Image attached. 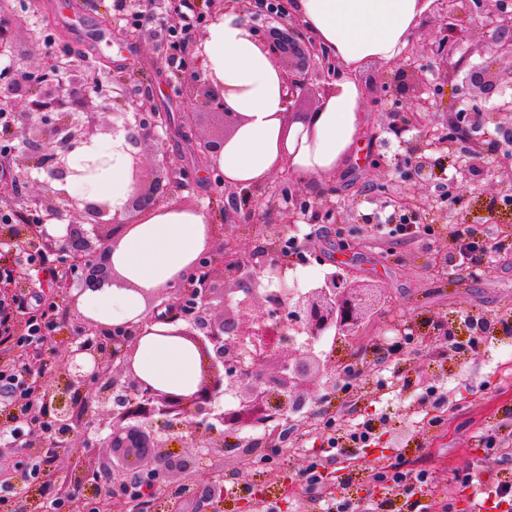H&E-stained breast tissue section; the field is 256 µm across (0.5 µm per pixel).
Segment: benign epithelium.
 <instances>
[{"label": "benign epithelium", "mask_w": 512, "mask_h": 512, "mask_svg": "<svg viewBox=\"0 0 512 512\" xmlns=\"http://www.w3.org/2000/svg\"><path fill=\"white\" fill-rule=\"evenodd\" d=\"M207 22L225 13L247 17V29L258 48L270 57L279 72L285 92L286 111L278 114L282 136L292 124L301 123L308 137L315 134L316 117L329 88L309 112H299L296 103L314 94L317 74L334 80L336 62L307 33L298 18L289 16L286 0H273L261 9L257 0H208ZM440 25L432 43L433 57L445 63L437 82L419 76L406 80L398 70L378 80L409 101L404 112H386V130L404 149L395 170L407 166L429 180L443 175L433 155H450L457 142L468 144L456 159L452 187L470 186V195L482 201L489 192L482 179L492 165L512 172V80L503 83L502 65L512 69V9L506 0H432ZM18 24L12 13L0 11V56L13 51ZM471 41L484 47L487 58L473 63L460 52ZM63 52L45 62L25 63L0 73V112H9L14 122L8 135L22 136V148L12 153L11 163L0 166V197L21 199L40 212L42 222L64 224V234L43 236L57 250L68 254L80 271L78 294L102 291L112 286L140 295L145 310L139 321L104 324L79 315L83 332L104 338L91 346L76 339L64 349L60 369L66 384L54 387L44 375L36 378L42 401L70 415L68 395L75 392L97 410L69 424L82 430V455L74 462L70 478L78 482L99 471L114 485L138 486L141 497L128 507L134 512H152V496L167 483L185 475L192 461L235 452L224 441V430L243 428L255 417L274 410L283 418L302 403L304 393L316 391L320 380L351 378L356 370L338 366L331 356L315 351L321 338L335 333L351 337L377 307L386 303L380 288L356 284L357 271L344 264L306 290L285 279L288 265L300 253L286 248L299 241V223H310L309 214L336 219V187L317 188L314 195L294 191L298 184L294 154L281 150L275 169L288 188L270 192L261 184L240 194L231 193L224 204V223L205 225V247L198 258L176 278L154 288H140L124 276L113 261L123 238L159 206L170 203L185 187V172L169 156L155 167L145 160L146 148L162 147L170 128L169 114L155 108L144 90L128 92L121 76L107 74L108 83L90 78L69 63ZM473 92L452 100L441 131L436 112L445 88L455 94L453 83ZM181 94L191 105L218 117L222 133L198 137L196 113L189 112L182 138L193 151L196 168L216 176L228 189L232 183L218 174L217 157L246 122V117L225 101L226 88L214 81L205 57H192V65L177 74ZM414 132L410 138L406 133ZM99 134L116 139L123 135V154L131 191L119 207L100 196L73 198L59 189L70 176L83 177L93 162L74 167L80 149L95 144ZM253 223L254 237L261 245L252 252L239 248L228 225L240 223V212ZM221 266L223 287L214 284L213 271ZM285 289L286 301L274 303L264 285ZM243 292L238 299L235 294ZM222 303L215 313L214 300ZM169 313L158 316L159 306ZM157 323L168 325L162 335L178 338L199 356L193 386L165 388L142 377L137 370L141 340L154 332ZM230 394L236 404L225 409L221 397ZM109 429L103 438L91 440V429ZM189 433L194 459L171 450L172 436ZM108 449L102 453L101 449Z\"/></svg>", "instance_id": "7a95c632"}]
</instances>
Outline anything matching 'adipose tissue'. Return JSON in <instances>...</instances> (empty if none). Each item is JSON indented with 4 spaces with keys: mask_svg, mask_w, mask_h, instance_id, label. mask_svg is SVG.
Instances as JSON below:
<instances>
[{
    "mask_svg": "<svg viewBox=\"0 0 512 512\" xmlns=\"http://www.w3.org/2000/svg\"><path fill=\"white\" fill-rule=\"evenodd\" d=\"M290 10L315 34L341 68L339 91L318 115L314 135L295 130L282 137L278 112L284 111L279 73L257 47L238 15L211 23L198 48L215 80L226 87L227 104L246 123L226 144L217 163L225 178L249 188L262 182L281 150L294 152L297 171L309 179L334 172L352 151L363 123V92L353 76L367 61L395 59L425 7L421 0H292ZM109 164L96 177L78 180L81 193L122 204L129 191L124 156L116 146L102 150ZM205 211L159 208L122 241L114 262L139 288L174 278L204 248ZM88 312L121 323L140 312V297L119 287L87 292ZM141 374L165 386H192L197 352L180 339L149 335L137 355Z\"/></svg>",
    "mask_w": 512,
    "mask_h": 512,
    "instance_id": "1",
    "label": "adipose tissue"
}]
</instances>
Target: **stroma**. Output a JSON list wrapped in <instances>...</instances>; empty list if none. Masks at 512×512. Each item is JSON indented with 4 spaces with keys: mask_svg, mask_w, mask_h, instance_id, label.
Listing matches in <instances>:
<instances>
[{
    "mask_svg": "<svg viewBox=\"0 0 512 512\" xmlns=\"http://www.w3.org/2000/svg\"><path fill=\"white\" fill-rule=\"evenodd\" d=\"M35 11L56 37L36 44L27 32H19L14 56L50 57L64 44L76 50L89 48L96 57L110 58L130 84L152 91L160 111L177 120L190 111V103L174 91L177 67L162 43L160 13L144 14L137 25L132 7L120 8L111 0H37ZM435 33L433 20L420 18L395 61L374 60L356 73L357 83L365 89L367 122L380 125L388 110L405 105L391 88L377 82V75L395 69L409 73L431 64L428 48ZM166 150L188 175L183 199L220 223L222 187L196 172L181 137L169 138ZM400 152L398 141L386 133L356 143L335 172L341 221L331 229L322 222L302 225L306 259L292 272L300 286L313 285L344 261L342 247L361 243L353 262L362 280L384 288L390 301L349 340L350 351L357 354L358 375L337 378L335 387L320 389L319 400L293 415L288 441L274 452L273 463L250 464L240 470L238 479L226 481L221 512H260L267 503L277 512H325L326 505L345 501L357 512H416L419 503L429 512H477L480 486L512 483V329L502 326L503 320L512 321V240L475 277L452 266L447 279H433V255H458L447 225H440L429 239H404L387 229L394 221V207L379 204L386 196L411 199L417 203L409 211L412 223L432 221L429 209L439 197L438 186L414 179L408 169L396 173ZM372 167L377 170L375 185L360 191L365 171ZM59 305L58 328L34 367L61 386L62 352L82 330L69 314L67 300ZM437 317L448 320L449 335H428L429 323ZM404 324L417 325L423 338L401 345L394 360L374 362L372 346ZM383 374L389 379L385 388L379 384ZM322 415L334 419L333 428H322ZM365 421L373 425L370 449L349 447L344 439L351 425ZM331 436L338 447H329ZM314 462L327 480L312 491L303 474ZM395 469L407 473L405 482L388 480ZM422 470L428 474L424 483L415 479ZM217 478L214 461H200L189 492L178 487L166 490L171 512H199L203 484Z\"/></svg>",
    "mask_w": 512,
    "mask_h": 512,
    "instance_id": "obj_1",
    "label": "stroma"
}]
</instances>
